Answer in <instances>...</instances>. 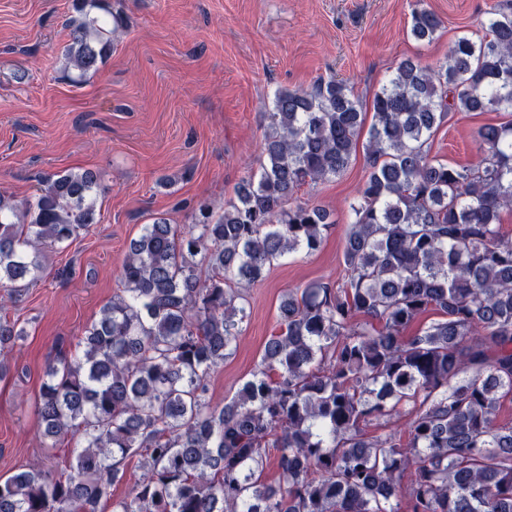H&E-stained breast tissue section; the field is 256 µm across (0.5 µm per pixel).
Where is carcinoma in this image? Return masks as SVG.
<instances>
[{
    "mask_svg": "<svg viewBox=\"0 0 512 512\" xmlns=\"http://www.w3.org/2000/svg\"><path fill=\"white\" fill-rule=\"evenodd\" d=\"M64 71L95 73L123 26L112 0H73ZM437 15L414 0L410 35ZM512 116V3L445 63L400 62L372 98L368 175L350 205L342 282L288 291L258 368L223 406L210 372L234 351L246 291L272 266L322 247L331 213L289 204L344 174L365 122L342 80L278 91L257 176L182 229L159 216L129 244L119 293L58 350L41 385L40 445L78 435L64 470L30 464L0 480V512H98L121 463L142 474L113 512H512V121L474 132L481 158L430 154L449 111ZM99 175L47 176L32 200L0 193V289L20 296L43 253L99 221ZM441 319L413 335L422 315ZM26 330L0 314V351ZM406 417L407 437L364 426ZM275 457L279 488L263 472Z\"/></svg>",
    "mask_w": 512,
    "mask_h": 512,
    "instance_id": "1",
    "label": "carcinoma"
}]
</instances>
